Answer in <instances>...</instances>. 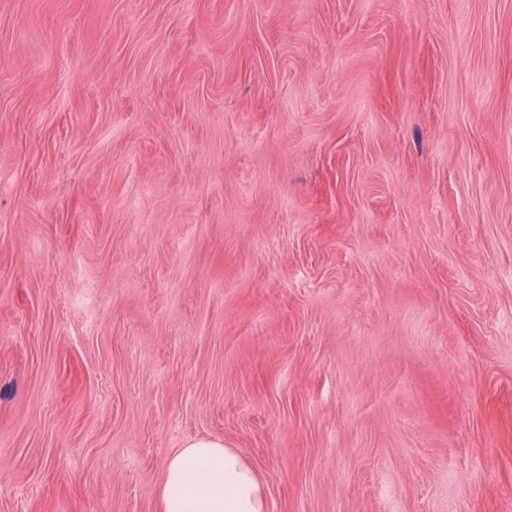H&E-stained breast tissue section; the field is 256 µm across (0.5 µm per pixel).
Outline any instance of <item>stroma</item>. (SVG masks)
<instances>
[{
    "instance_id": "stroma-1",
    "label": "stroma",
    "mask_w": 512,
    "mask_h": 512,
    "mask_svg": "<svg viewBox=\"0 0 512 512\" xmlns=\"http://www.w3.org/2000/svg\"><path fill=\"white\" fill-rule=\"evenodd\" d=\"M512 512V0H0V512ZM159 493L162 512H268L254 470L211 439L191 441L168 459Z\"/></svg>"
}]
</instances>
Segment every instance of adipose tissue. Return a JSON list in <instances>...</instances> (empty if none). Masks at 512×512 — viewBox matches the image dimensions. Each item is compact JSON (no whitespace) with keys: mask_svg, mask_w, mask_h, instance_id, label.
<instances>
[{"mask_svg":"<svg viewBox=\"0 0 512 512\" xmlns=\"http://www.w3.org/2000/svg\"><path fill=\"white\" fill-rule=\"evenodd\" d=\"M162 512H268L263 484L234 449L197 439L171 456L160 486Z\"/></svg>","mask_w":512,"mask_h":512,"instance_id":"adipose-tissue-1","label":"adipose tissue"}]
</instances>
